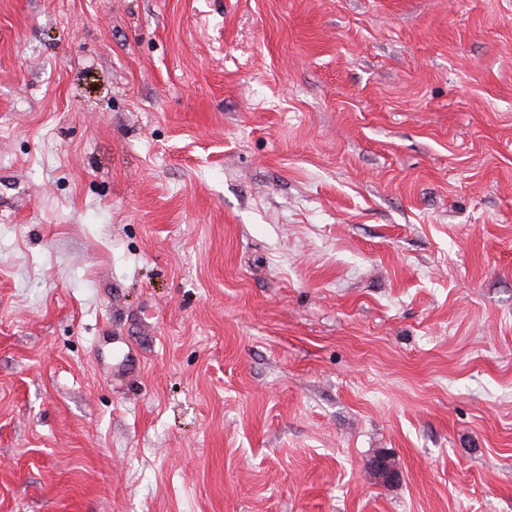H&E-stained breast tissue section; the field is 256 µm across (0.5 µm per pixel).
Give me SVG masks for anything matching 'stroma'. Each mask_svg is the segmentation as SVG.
Masks as SVG:
<instances>
[{
  "label": "stroma",
  "instance_id": "stroma-1",
  "mask_svg": "<svg viewBox=\"0 0 512 512\" xmlns=\"http://www.w3.org/2000/svg\"><path fill=\"white\" fill-rule=\"evenodd\" d=\"M0 512H512V0H0ZM366 467L375 480L382 483L395 482L399 479V471L390 458L378 455L369 460Z\"/></svg>",
  "mask_w": 512,
  "mask_h": 512
}]
</instances>
